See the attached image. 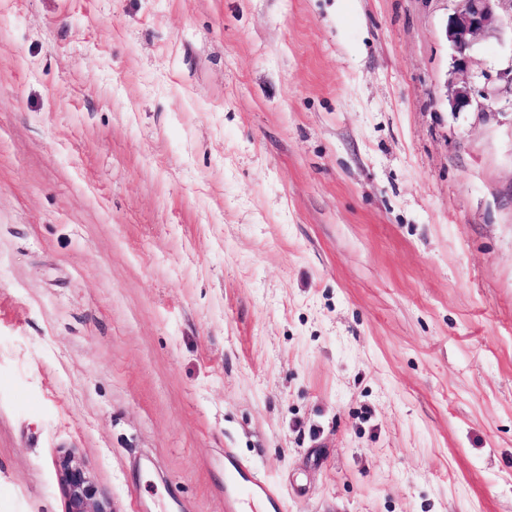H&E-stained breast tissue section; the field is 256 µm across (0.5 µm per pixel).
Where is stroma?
<instances>
[{
    "instance_id": "stroma-1",
    "label": "stroma",
    "mask_w": 512,
    "mask_h": 512,
    "mask_svg": "<svg viewBox=\"0 0 512 512\" xmlns=\"http://www.w3.org/2000/svg\"><path fill=\"white\" fill-rule=\"evenodd\" d=\"M0 0V512H512V0ZM460 5L448 20L446 38L456 52L457 75L448 91V104L454 111L474 106L469 78V51L480 38L495 36L501 27L500 6L504 0H458ZM59 471L66 512H112L110 503L99 497L95 484L71 453L60 458ZM247 467L236 461L228 468L224 476V505L227 512H254L242 511L248 501H259L268 509L281 510L278 494L268 485L251 478Z\"/></svg>"
}]
</instances>
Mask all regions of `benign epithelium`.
I'll return each instance as SVG.
<instances>
[{
    "instance_id": "benign-epithelium-1",
    "label": "benign epithelium",
    "mask_w": 512,
    "mask_h": 512,
    "mask_svg": "<svg viewBox=\"0 0 512 512\" xmlns=\"http://www.w3.org/2000/svg\"><path fill=\"white\" fill-rule=\"evenodd\" d=\"M460 5L448 20L446 38L456 52V79L448 91V104L454 111L474 106L469 78V51L481 38L500 31V6L503 0H459ZM61 482L66 497V512H112L110 503L98 490L75 457L68 453L59 460Z\"/></svg>"
}]
</instances>
